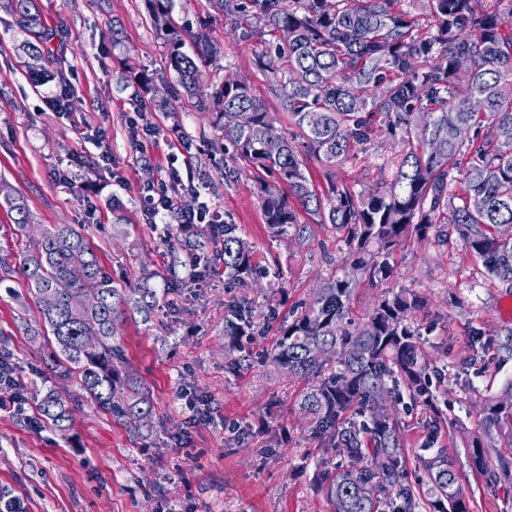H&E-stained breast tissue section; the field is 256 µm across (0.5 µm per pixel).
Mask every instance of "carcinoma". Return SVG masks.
<instances>
[{"instance_id":"obj_1","label":"carcinoma","mask_w":512,"mask_h":512,"mask_svg":"<svg viewBox=\"0 0 512 512\" xmlns=\"http://www.w3.org/2000/svg\"><path fill=\"white\" fill-rule=\"evenodd\" d=\"M174 0H145L169 70L203 111L224 153L255 175L276 177L287 192L260 182L265 223L283 239H304L311 224H328L355 250L350 270L324 283L304 310L280 328L268 361L307 382L299 409L310 434L348 458L321 459L318 478L333 512H415L408 451L396 414L377 411L393 387L422 391L427 366L420 361V332L412 314L422 301L388 288L360 320L351 298L359 271L376 283L389 279L388 256L406 238L427 237L436 224L454 225L488 275L512 280V0H424L430 32L404 0H209L230 21L231 32L253 48V66L270 75L271 107L248 79L228 75L210 94L201 69L220 67L221 48L205 27L186 33L172 15ZM26 39L25 57L52 52L50 26L38 0H0ZM191 50H186V44ZM158 106L164 95L143 73L134 75ZM286 112L300 131L295 142L277 126ZM466 127L470 135L457 137ZM391 140L416 142L400 160L388 186L360 191L332 178L319 186L304 157L328 167L366 152L378 131ZM0 207L24 230L27 200L0 178ZM309 215L313 223L301 219ZM234 224L224 223L219 259L224 273L245 282L251 253ZM184 231L186 259L175 255L168 282H180L201 262V241ZM26 278L51 340L52 368L77 378L96 405L133 429L150 416L148 396L121 372V346L112 343L126 317L151 320L157 291L122 288L105 271L94 246L74 224H43L22 247H0V284ZM249 310L232 307L224 335L252 336ZM41 415L60 431L74 408L54 388L39 403ZM490 425L512 426V404L484 410ZM433 512H471L456 472L438 458L429 463Z\"/></svg>"}]
</instances>
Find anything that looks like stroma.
Returning a JSON list of instances; mask_svg holds the SVG:
<instances>
[{
    "instance_id": "stroma-1",
    "label": "stroma",
    "mask_w": 512,
    "mask_h": 512,
    "mask_svg": "<svg viewBox=\"0 0 512 512\" xmlns=\"http://www.w3.org/2000/svg\"><path fill=\"white\" fill-rule=\"evenodd\" d=\"M40 3L64 48L51 66L73 77L79 90L74 107L102 138L76 140L67 117L45 107L43 97L57 85L31 86L18 51L22 36L0 11V176L27 199L34 224L83 226L117 284L147 280L157 288L154 317L126 320L119 336L125 367L152 412L146 425L131 430L87 400L76 382L57 380L44 365L51 350L46 337L19 328L23 321L35 325L40 314L25 281L13 279L0 288V332L27 394L24 415L0 410V488L24 512H332L317 478L324 444L310 436L298 410L305 383L262 354L283 321L344 264L348 247L328 226L316 227L304 242L275 237L263 220L253 173L243 168L226 178L232 162L212 145L211 116L196 109L168 71L144 0ZM173 15L191 28L206 27L223 51L221 69H203L204 88L231 73L269 99L268 75L254 68L250 47L209 0H175ZM140 71L164 91L166 109L141 92L134 79ZM133 93L142 123L159 129L155 145L143 153L129 138L123 109ZM174 142L193 158L191 174L206 185L203 201L236 224L251 250V281H233L219 268L191 287H166L172 241L162 226L144 223L140 205L143 189L165 178V155ZM105 147L112 156L108 168L99 163ZM74 150L82 155L80 165L70 181L56 182L55 171ZM404 150L380 134L374 149L335 168L314 160L308 166L320 184L331 175L357 190L379 187L390 183ZM390 264L385 286L358 281L353 314L362 317L386 286L424 301L414 321L428 397L405 392L396 404L417 512H430L426 463L438 456L452 462L475 512H512V428L483 421L488 405L512 401V318L503 312L512 281L487 276L450 224L431 230L426 240H405ZM241 302L251 308L258 333L232 342L224 319ZM51 385L76 411L68 431L47 421L37 434L25 418L37 416ZM183 389L207 400L210 424L186 429L189 411L178 397ZM476 439L486 453L482 469L468 454Z\"/></svg>"
}]
</instances>
